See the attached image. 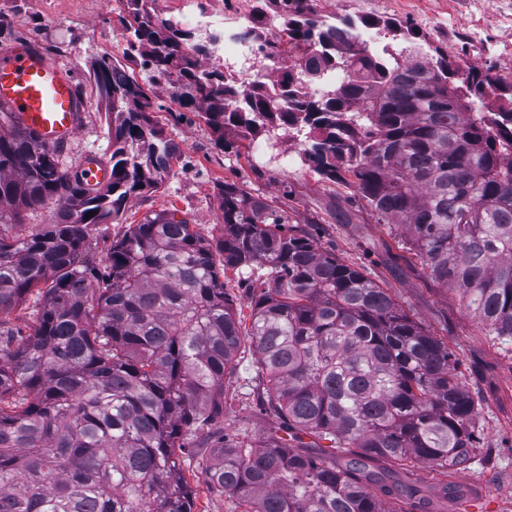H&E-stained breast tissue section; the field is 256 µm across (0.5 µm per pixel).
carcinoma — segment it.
I'll list each match as a JSON object with an SVG mask.
<instances>
[{"label": "carcinoma", "mask_w": 512, "mask_h": 512, "mask_svg": "<svg viewBox=\"0 0 512 512\" xmlns=\"http://www.w3.org/2000/svg\"><path fill=\"white\" fill-rule=\"evenodd\" d=\"M260 2L257 14L281 19L266 59L291 61L277 99L259 81L228 83L191 31L148 22L144 0H122L126 40L220 147L229 129L309 128L305 160L331 182L351 176L344 223L365 213L407 227L431 278L512 340V85L438 47L429 56L409 24L384 21L382 53L355 51L351 21H322L315 0ZM338 61L346 83L309 95ZM92 68L112 111L101 187L0 106V224L50 210L27 236L0 231V313L41 297L28 335L0 331V512H193L186 470L198 466L243 512H430L409 464L447 473L475 451L476 405L454 354L242 183L218 188V239L165 209L96 260L89 226L158 190L178 148L151 88L116 76L108 57ZM254 264L266 273L249 283L244 331L221 277ZM246 337L279 423L231 439L224 379ZM395 467L410 494L386 483Z\"/></svg>", "instance_id": "cac0c4a2"}]
</instances>
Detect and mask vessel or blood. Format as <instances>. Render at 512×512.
Masks as SVG:
<instances>
[{"label":"vessel or blood","mask_w":512,"mask_h":512,"mask_svg":"<svg viewBox=\"0 0 512 512\" xmlns=\"http://www.w3.org/2000/svg\"><path fill=\"white\" fill-rule=\"evenodd\" d=\"M0 103L50 146L73 139L87 110L70 69L33 42L0 50Z\"/></svg>","instance_id":"1"}]
</instances>
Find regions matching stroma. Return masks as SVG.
I'll use <instances>...</instances> for the list:
<instances>
[{
    "mask_svg": "<svg viewBox=\"0 0 512 512\" xmlns=\"http://www.w3.org/2000/svg\"><path fill=\"white\" fill-rule=\"evenodd\" d=\"M24 10L6 20L0 49L17 37L36 40L70 68L86 96L90 112L78 134L63 147L61 159L75 164L85 157L111 153V125L98 104L90 73L92 61L104 55L123 65L139 82L153 84L162 109L156 119L179 148L160 189L130 198L118 220L90 227L96 258H104L113 241L129 225L141 223L163 209L178 210L205 238L221 234L217 192L221 184L239 182L261 196L279 201L288 218L298 220V232L360 270L391 296L407 315L456 354L458 374L478 409L479 439L472 463L457 472L447 490L432 480L430 464L415 468L420 492L433 512H512V341L489 335L484 322L470 315L458 294L429 276L412 249L405 229L364 219L353 224L335 220L337 208H348L350 190L317 174L287 132L256 133L241 138L227 132V147H219L199 113L179 107L152 70L126 55L120 14L121 0H26ZM502 0H317L326 17L423 20L420 32L430 46L464 56L468 66L492 69L504 84H512V23L501 20ZM264 146L254 157V146ZM291 155L283 165V155ZM316 223H300V216ZM256 356L243 346L235 373L224 381V426L227 433L258 432L275 417L262 405L257 389Z\"/></svg>",
    "mask_w": 512,
    "mask_h": 512,
    "instance_id": "obj_1",
    "label": "stroma"
}]
</instances>
